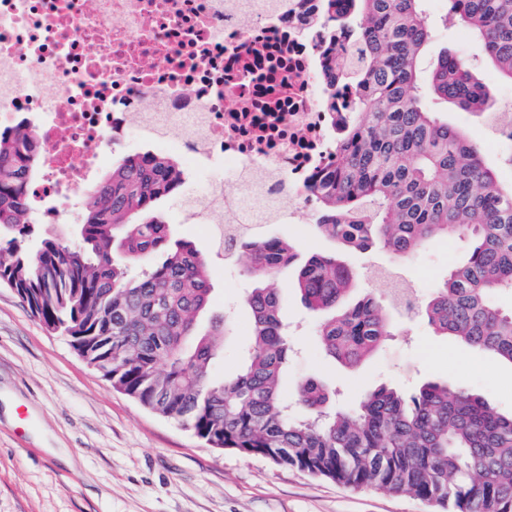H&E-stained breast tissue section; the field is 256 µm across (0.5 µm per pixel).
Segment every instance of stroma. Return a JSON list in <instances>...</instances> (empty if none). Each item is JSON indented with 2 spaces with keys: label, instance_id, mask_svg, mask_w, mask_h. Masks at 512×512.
I'll list each match as a JSON object with an SVG mask.
<instances>
[{
  "label": "stroma",
  "instance_id": "1",
  "mask_svg": "<svg viewBox=\"0 0 512 512\" xmlns=\"http://www.w3.org/2000/svg\"><path fill=\"white\" fill-rule=\"evenodd\" d=\"M433 37L420 58L430 74L442 52L471 56V35L448 12V0H428ZM262 230L298 244L301 254L336 246L308 224H266ZM462 240L435 239L409 258L375 250L347 255L361 277L358 294H383L373 268L398 271L425 301L464 256ZM247 254L211 262V311L230 312L231 334L213 373L232 374L250 332L245 295ZM294 352L282 388L294 398L307 377L324 381L331 409H349L375 387L410 393L428 380L480 394L495 411L512 412V365L434 335L420 310H392L395 336L354 371L327 358L315 341L318 319L302 305L295 271L275 281ZM16 399L13 419L0 414V512H432L407 494L349 489L267 460L219 450L173 420L155 415L90 367L68 336L51 332L7 286H0V395Z\"/></svg>",
  "mask_w": 512,
  "mask_h": 512
}]
</instances>
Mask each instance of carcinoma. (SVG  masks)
<instances>
[{
	"mask_svg": "<svg viewBox=\"0 0 512 512\" xmlns=\"http://www.w3.org/2000/svg\"><path fill=\"white\" fill-rule=\"evenodd\" d=\"M326 0V14L352 34L357 63L339 74L356 96L336 169L317 187L315 229L344 250L380 247L398 258L436 237L468 242L466 258L433 289L422 312L439 336H450L512 365V186L504 188L483 153L423 102L419 58L429 41L426 0ZM512 84V0H448ZM437 97L484 112L485 84L468 60L443 55L429 81ZM41 162L23 127L0 134V284L32 315L70 337L73 347L145 409L170 418L212 444L294 468L346 487L406 492L440 512H512V414L446 382L412 395L381 386L358 407L328 409L330 393L315 377L297 388L299 412L282 397L288 329L274 281L297 258L278 237L250 236L258 282L246 297L251 334L228 379L210 377L224 318L199 331L212 293L208 257L172 236L156 213L175 196L183 171L170 156L148 151L119 159L90 198L80 244L41 240L28 218L29 188ZM358 273L331 255L299 267L305 307L324 315L323 352L360 365L391 335L376 297L347 302Z\"/></svg>",
	"mask_w": 512,
	"mask_h": 512,
	"instance_id": "1",
	"label": "carcinoma"
}]
</instances>
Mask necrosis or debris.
Returning <instances> with one entry per match:
<instances>
[{
  "mask_svg": "<svg viewBox=\"0 0 512 512\" xmlns=\"http://www.w3.org/2000/svg\"><path fill=\"white\" fill-rule=\"evenodd\" d=\"M320 0H0V131L32 122V201L67 220L109 148L140 138L240 187L228 224L315 205L354 90L323 75L350 41ZM335 98V110L325 101Z\"/></svg>",
  "mask_w": 512,
  "mask_h": 512,
  "instance_id": "obj_1",
  "label": "necrosis or debris"
}]
</instances>
